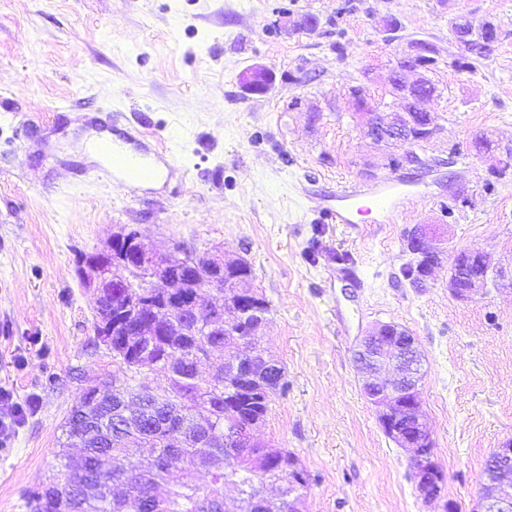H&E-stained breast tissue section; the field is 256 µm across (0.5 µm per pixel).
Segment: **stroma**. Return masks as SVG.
<instances>
[{
  "instance_id": "obj_1",
  "label": "stroma",
  "mask_w": 512,
  "mask_h": 512,
  "mask_svg": "<svg viewBox=\"0 0 512 512\" xmlns=\"http://www.w3.org/2000/svg\"><path fill=\"white\" fill-rule=\"evenodd\" d=\"M311 16L314 30L283 31ZM498 41L474 69L452 66L459 17ZM414 40L429 43L438 136L420 162L386 167L352 91L401 108L390 76ZM274 74L246 92L243 72ZM94 112L121 113L140 147H168L175 170L133 186L100 178L83 150ZM484 136L494 158L473 148ZM396 176L409 199L393 223L334 224L324 197L342 183ZM448 249L484 252L501 276L461 302L439 265L423 287L402 274L416 225ZM141 231L161 250L243 257L270 305L262 345L286 370L257 438L310 475L304 512H472L485 462L512 441V0H0V388L35 407L0 447V512L54 472L61 424L102 372L131 375L94 332L83 255ZM415 336L426 357L420 409L445 475L427 502L409 450L383 432L353 360L379 323Z\"/></svg>"
}]
</instances>
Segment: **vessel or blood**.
Here are the masks:
<instances>
[{
	"label": "vessel or blood",
	"mask_w": 512,
	"mask_h": 512,
	"mask_svg": "<svg viewBox=\"0 0 512 512\" xmlns=\"http://www.w3.org/2000/svg\"><path fill=\"white\" fill-rule=\"evenodd\" d=\"M98 148L109 160L106 174L122 176L132 184L151 180L158 174L156 165L148 155L128 154L120 143L112 140L100 142ZM406 197V191L393 179L368 190L353 185L342 186L329 195L324 213L337 224L356 223L358 215L362 213L374 214L376 223L387 224L402 208Z\"/></svg>",
	"instance_id": "1"
}]
</instances>
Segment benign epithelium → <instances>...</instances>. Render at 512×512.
Instances as JSON below:
<instances>
[{
    "label": "benign epithelium",
    "instance_id": "1",
    "mask_svg": "<svg viewBox=\"0 0 512 512\" xmlns=\"http://www.w3.org/2000/svg\"><path fill=\"white\" fill-rule=\"evenodd\" d=\"M497 36L490 21L473 22L454 28V42L466 54L475 44L491 47ZM432 47L413 41L398 59L391 74L394 95L403 101L400 112L376 111L365 116L367 135L376 142L395 147L420 145L439 133L433 123L427 102L432 82L426 76ZM271 74L263 66H254L243 75L251 91L266 88ZM417 251L432 256L433 266L448 260V290L460 300L469 301L496 283L498 272L481 251L459 248L450 252L439 246L424 227L414 229ZM242 257L223 253L177 256L160 251L146 242L138 230L124 229L112 234L107 248L86 254L81 262L85 287L96 300L103 299L113 288H124V320L107 325L98 333L97 341L111 348L110 336L121 331L126 336H148L156 322H139L135 307L144 298L157 295L167 304L203 314L222 322L236 323L244 315L242 298L250 291L224 284V270L243 267ZM207 290L222 295V303H202ZM356 361L368 377L363 392L377 408L387 436L401 448L413 451L412 472L420 495L427 501L441 497L444 474L434 458L431 425L417 404L420 386L426 376L425 359L419 354L415 338L393 323H380L360 339ZM288 494L301 498L306 489L302 474L288 467ZM484 484L473 512H512V442L493 450L485 469Z\"/></svg>",
    "mask_w": 512,
    "mask_h": 512
}]
</instances>
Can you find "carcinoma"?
<instances>
[{"label": "carcinoma", "mask_w": 512, "mask_h": 512, "mask_svg": "<svg viewBox=\"0 0 512 512\" xmlns=\"http://www.w3.org/2000/svg\"><path fill=\"white\" fill-rule=\"evenodd\" d=\"M430 272L421 260L403 269L413 285ZM120 305L119 297L102 301L95 326L112 322ZM256 311L253 308L240 324L213 328L188 311L172 310L163 328L142 344L130 346L126 337H112V358L135 374L139 353L149 350L165 386L143 399L142 408L128 405L129 421L117 409L139 387L128 384L119 391L110 380L89 398L91 411L101 423L88 425L70 412L63 425L65 441L55 451L60 476L28 492L27 512H116L103 492L107 485L127 488L125 512H215L213 502L220 497L219 491L184 481L182 472L188 468L206 472L220 487L238 486L244 512H255L253 504L266 494V481L283 478L284 463L296 456L287 451L282 457L265 459L261 461L265 473L256 475L252 458L235 455L224 442L228 439L237 448L245 447L252 423L266 417L269 403L246 390L241 379L209 378L195 373L193 364L213 351L229 369L246 370L250 359L241 354L250 350L247 333ZM174 426L183 436L172 444L168 432ZM75 436L88 440L76 463L68 454ZM161 484L167 487L163 496L156 493Z\"/></svg>", "instance_id": "carcinoma-1"}]
</instances>
